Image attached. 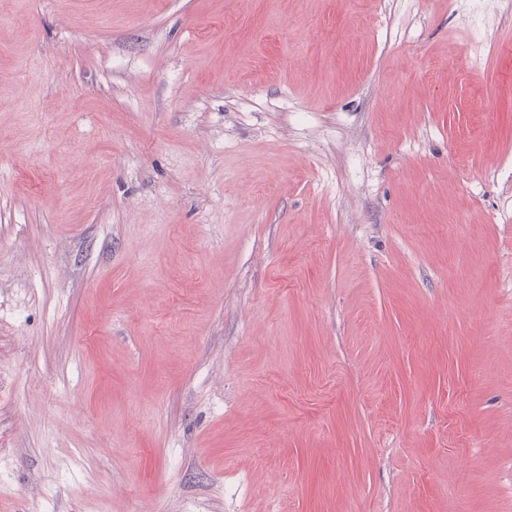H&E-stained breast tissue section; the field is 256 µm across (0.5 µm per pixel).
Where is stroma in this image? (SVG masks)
Here are the masks:
<instances>
[{
    "instance_id": "obj_1",
    "label": "stroma",
    "mask_w": 512,
    "mask_h": 512,
    "mask_svg": "<svg viewBox=\"0 0 512 512\" xmlns=\"http://www.w3.org/2000/svg\"><path fill=\"white\" fill-rule=\"evenodd\" d=\"M0 512H512V0H0Z\"/></svg>"
}]
</instances>
